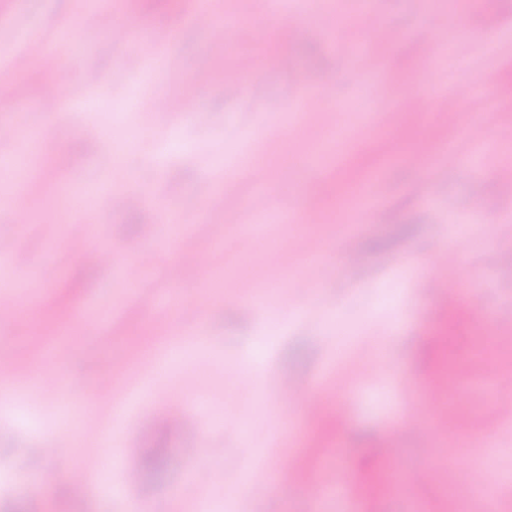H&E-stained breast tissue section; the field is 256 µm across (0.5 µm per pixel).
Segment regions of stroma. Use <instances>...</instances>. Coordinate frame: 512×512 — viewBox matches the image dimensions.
<instances>
[{
	"instance_id": "obj_1",
	"label": "stroma",
	"mask_w": 512,
	"mask_h": 512,
	"mask_svg": "<svg viewBox=\"0 0 512 512\" xmlns=\"http://www.w3.org/2000/svg\"><path fill=\"white\" fill-rule=\"evenodd\" d=\"M227 20L223 37L188 22L164 0H0V58L31 35L64 29L72 69L60 115L44 107L40 59L0 75V126L34 138L25 173L29 223L0 203V249L24 260L34 308L0 318V364L18 387L0 407V512H512V405L498 377L512 376V182L476 179L466 156L481 147L487 169L512 166V0H189ZM373 29L360 24L364 7ZM349 18L336 23L337 14ZM401 33L377 41L375 27ZM122 25L136 42L117 44ZM168 53L153 64L148 45ZM373 42L386 66L376 87L344 44ZM287 57L273 66L269 57ZM240 73L256 92L226 93L218 75ZM336 98L308 100L326 82ZM467 89L455 124L437 106ZM421 91L427 107L402 104ZM170 95L177 111L156 115ZM367 122L342 153L326 147L339 109ZM305 137L291 135L293 125ZM375 179L388 222L349 225L338 203ZM429 182L427 195L412 193ZM266 214L245 203L256 184ZM129 189L151 202L114 209ZM224 194L215 209L211 199ZM319 205L305 222L266 216ZM81 218L105 247L136 239L155 261L138 284L116 257L91 267L61 226ZM354 231L353 254L341 247ZM320 244L321 256L302 243ZM462 253L466 268L439 265L460 289L444 306L420 273L422 258ZM310 277L295 307L285 291ZM197 308L193 319L178 303ZM263 374L241 382L253 349ZM111 374L109 395L97 392ZM283 381L297 386L292 398ZM182 396L190 430L166 426L167 398ZM96 417L110 436L99 466L125 489L102 498L93 475L71 477L64 410ZM277 463L279 481L252 479ZM306 464L311 485L348 486L320 498L294 488ZM391 466L402 482L367 495L364 476Z\"/></svg>"
}]
</instances>
